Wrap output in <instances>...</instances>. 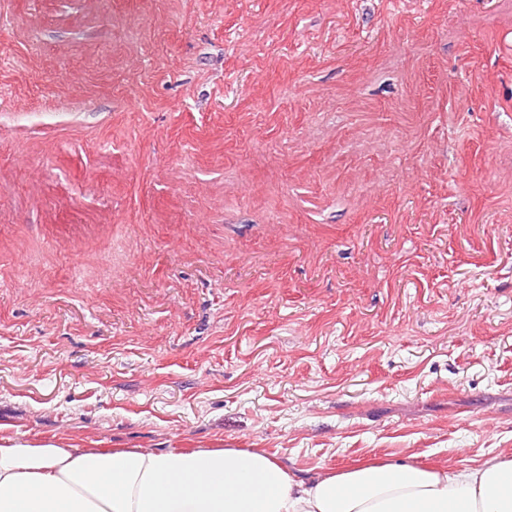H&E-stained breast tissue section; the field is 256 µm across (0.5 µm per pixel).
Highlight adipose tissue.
Instances as JSON below:
<instances>
[{
    "label": "adipose tissue",
    "instance_id": "1",
    "mask_svg": "<svg viewBox=\"0 0 512 512\" xmlns=\"http://www.w3.org/2000/svg\"><path fill=\"white\" fill-rule=\"evenodd\" d=\"M0 512H512V459L366 465L293 479L244 448L157 453L0 444Z\"/></svg>",
    "mask_w": 512,
    "mask_h": 512
}]
</instances>
